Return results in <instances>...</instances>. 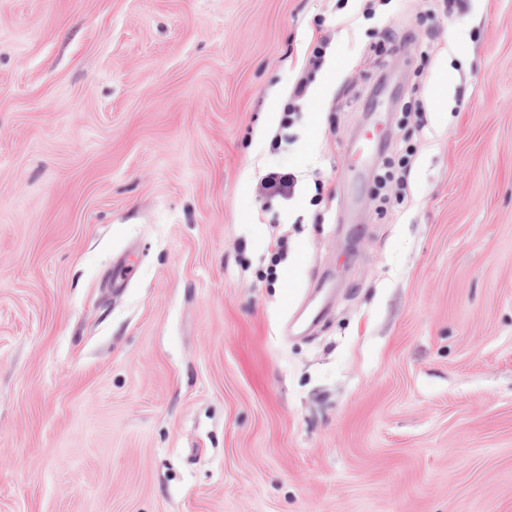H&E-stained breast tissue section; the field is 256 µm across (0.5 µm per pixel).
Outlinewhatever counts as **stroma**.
Returning <instances> with one entry per match:
<instances>
[{
  "mask_svg": "<svg viewBox=\"0 0 512 512\" xmlns=\"http://www.w3.org/2000/svg\"><path fill=\"white\" fill-rule=\"evenodd\" d=\"M0 512H512V0H0ZM308 79L303 74L299 75L295 80L291 93H289L288 102L283 108V117L281 119L282 129H288L295 119V116L300 112L304 103L307 93ZM297 172L284 165L276 164L268 167L260 178V191L269 197L290 198L299 184Z\"/></svg>",
  "mask_w": 512,
  "mask_h": 512,
  "instance_id": "stroma-1",
  "label": "stroma"
}]
</instances>
